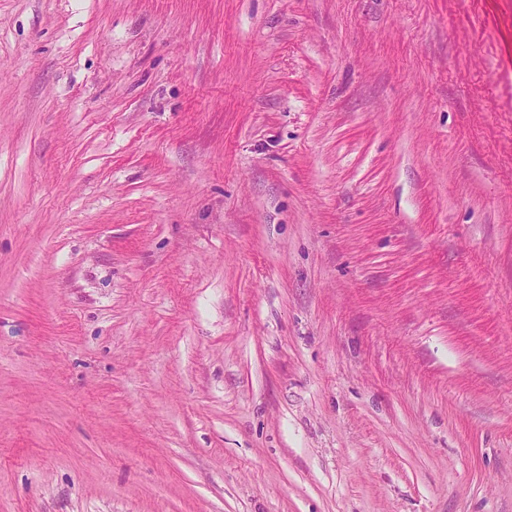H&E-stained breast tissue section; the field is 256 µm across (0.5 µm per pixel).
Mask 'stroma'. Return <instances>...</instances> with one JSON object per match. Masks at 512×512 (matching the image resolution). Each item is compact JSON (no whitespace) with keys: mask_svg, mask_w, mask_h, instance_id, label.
<instances>
[{"mask_svg":"<svg viewBox=\"0 0 512 512\" xmlns=\"http://www.w3.org/2000/svg\"><path fill=\"white\" fill-rule=\"evenodd\" d=\"M0 512H512V0H0Z\"/></svg>","mask_w":512,"mask_h":512,"instance_id":"stroma-1","label":"stroma"}]
</instances>
